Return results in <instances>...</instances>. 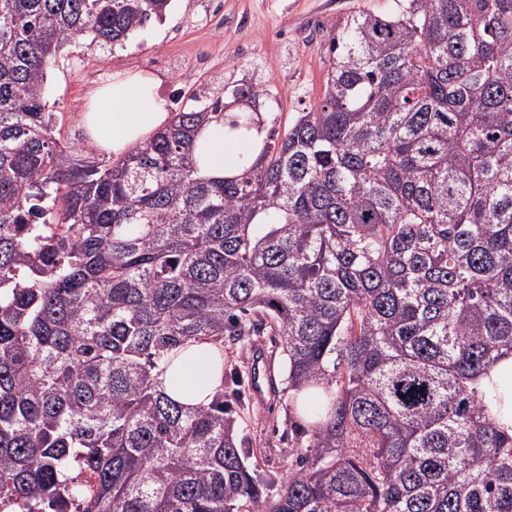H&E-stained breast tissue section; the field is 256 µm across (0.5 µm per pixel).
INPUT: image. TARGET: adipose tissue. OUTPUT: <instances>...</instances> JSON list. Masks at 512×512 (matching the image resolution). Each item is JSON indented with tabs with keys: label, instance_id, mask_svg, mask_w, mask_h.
<instances>
[{
	"label": "adipose tissue",
	"instance_id": "adipose-tissue-1",
	"mask_svg": "<svg viewBox=\"0 0 512 512\" xmlns=\"http://www.w3.org/2000/svg\"><path fill=\"white\" fill-rule=\"evenodd\" d=\"M163 79L141 71L115 72L90 94L83 126L87 144L119 155L144 142L167 125L171 114L159 95ZM267 137L265 123H257L243 136L228 126L210 124L197 145L204 148L203 170L211 176H232L249 167L259 156ZM211 344L192 343L178 350L162 378L166 394L179 404L208 403L221 386V373L211 360ZM487 393L486 414L499 429L512 433V355H502L478 380Z\"/></svg>",
	"mask_w": 512,
	"mask_h": 512
}]
</instances>
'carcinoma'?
I'll list each match as a JSON object with an SVG mask.
<instances>
[{"instance_id":"cac0c4a2","label":"carcinoma","mask_w":512,"mask_h":512,"mask_svg":"<svg viewBox=\"0 0 512 512\" xmlns=\"http://www.w3.org/2000/svg\"><path fill=\"white\" fill-rule=\"evenodd\" d=\"M170 0H0V499L26 512H512L477 378L512 351V0H396L330 40L321 104L241 174L196 140L263 89L67 163L47 70ZM267 339L288 445L243 447L233 376L160 389L193 341ZM279 485L273 498L261 487Z\"/></svg>"}]
</instances>
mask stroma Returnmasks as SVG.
<instances>
[{
    "label": "stroma",
    "instance_id": "stroma-1",
    "mask_svg": "<svg viewBox=\"0 0 512 512\" xmlns=\"http://www.w3.org/2000/svg\"><path fill=\"white\" fill-rule=\"evenodd\" d=\"M394 9L395 0H172L164 19L150 21L123 44L79 38L47 71L45 98L61 128L59 148L68 159L111 164V156L85 150L79 117L90 91L123 69L162 75L160 95L173 113L201 95L220 97L242 84L265 88L260 110L269 129L284 131L297 113L322 101L333 34L354 15ZM271 364L273 396L244 397L243 438L262 470L282 473L295 466L297 454L288 446L280 357Z\"/></svg>",
    "mask_w": 512,
    "mask_h": 512
}]
</instances>
